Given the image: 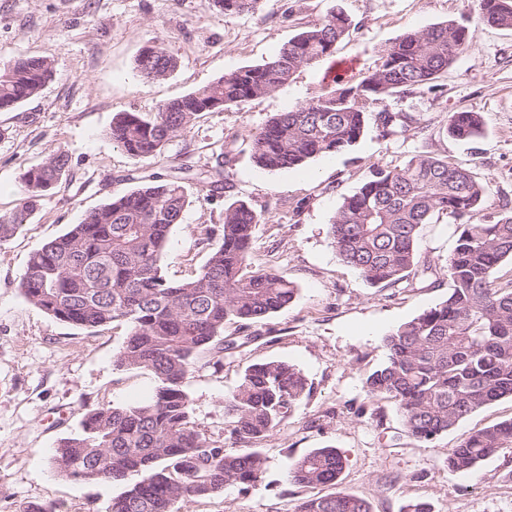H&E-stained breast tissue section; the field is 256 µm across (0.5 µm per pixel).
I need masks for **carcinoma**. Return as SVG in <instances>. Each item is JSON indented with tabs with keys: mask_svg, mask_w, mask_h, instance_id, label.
<instances>
[{
	"mask_svg": "<svg viewBox=\"0 0 512 512\" xmlns=\"http://www.w3.org/2000/svg\"><path fill=\"white\" fill-rule=\"evenodd\" d=\"M230 17L260 13L262 0H214ZM478 23L512 29V0H479ZM350 19L334 11L288 40L273 58L228 72L205 86L158 106L153 116L122 112L110 135L136 161L164 156L172 139L190 131L205 112L268 96L303 66L333 56L349 35ZM475 31L453 21L405 31L378 51L375 68L356 81L333 86L295 109L278 112L250 135L256 166L279 171L343 152L374 119L382 136L408 132V116L387 101L419 88L434 90ZM176 59L161 45L145 48L136 68L145 82L170 75ZM54 60L21 57L0 66V111L40 96ZM482 115L459 111L446 130L460 140L481 134ZM237 137L225 142L214 165L179 176L135 168L116 181L133 184L31 254L19 288L32 305L81 328L114 322L127 326L116 364L146 369L152 395L129 406L89 410L80 430L60 439L53 462L62 476L124 485L108 512H182L198 497L227 486L247 490L262 481L266 458L253 444L279 428L311 393L295 366L271 360L248 366L224 399L232 447L191 425L188 379L201 365L224 366L231 354L257 339L254 327L287 307L297 288L284 275L248 270L253 228L261 216L246 202L224 208L221 239L191 278L173 281L160 259L172 229L189 204L187 184L198 182L220 197L233 188L228 168ZM57 151L23 176L16 211L0 217V241L26 223L36 204L66 172ZM487 186L469 169L419 155L394 170L379 169L343 198L330 224L336 255L374 286L433 285L431 262L417 259L422 226L436 215L457 221V244L442 265L453 283L441 303L400 325L385 339L386 362L370 373V397L392 400L404 431L433 442L459 421L502 398H512V278L494 287L490 278L512 262V210L487 224L472 222ZM235 325L239 336L224 335ZM512 448V419L472 432L447 452L448 469L470 472ZM345 466L336 448H314L288 468V480L306 488L333 487ZM298 512H371L354 494L310 496Z\"/></svg>",
	"mask_w": 512,
	"mask_h": 512,
	"instance_id": "1",
	"label": "carcinoma"
}]
</instances>
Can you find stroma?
<instances>
[{
  "instance_id": "1",
  "label": "stroma",
  "mask_w": 512,
  "mask_h": 512,
  "mask_svg": "<svg viewBox=\"0 0 512 512\" xmlns=\"http://www.w3.org/2000/svg\"><path fill=\"white\" fill-rule=\"evenodd\" d=\"M333 10L347 15L354 29L332 60L302 67L269 96L203 114L167 148L170 165L198 170L227 136L238 137L232 190L214 198L203 185H189L190 203L161 256L163 274L171 280L194 275L220 240L225 205L243 200L262 216L253 230L251 268L276 270L298 289L288 307L258 325V340L226 355L222 368L206 367L190 378L192 425L227 440L224 398L250 364L288 362L312 385L280 429L261 441V483L195 499L183 512H297L313 491L290 483L288 467L325 446L345 457L339 490L367 499L373 512H401L413 500L430 503L433 512H512V452L468 473L450 472L446 464L448 448L512 418L511 398L424 444L402 431L391 400L366 392L367 375L386 360L385 336L445 300L451 281L442 275L414 290L370 285L339 260L328 235L344 196L375 169L400 168L418 155L468 167L487 184L475 222L496 220L500 199H512V29L476 26L477 0H263L261 14L233 17L213 0H0V64L27 56L55 62L39 97L0 111V216L14 211L27 169L56 150L69 156L58 186L0 242V512H28L34 504L46 512H106L122 485L63 477L52 455L86 409L124 406L153 387L148 370L115 362L125 326L68 325L30 304L18 287L31 253L118 192L115 176L135 167L109 135L113 118L153 114L224 73L263 63ZM445 20L475 27L476 34L437 90L390 101L391 111L409 116L407 135L384 137L372 125L350 149L303 168L269 172L254 165L250 131L320 93L333 62H347L346 78L359 79L374 69L378 50L404 31ZM156 43L178 66L148 83L135 61ZM461 110L482 114V136L461 141L447 134L450 114ZM456 240L454 221L440 216L424 226L419 255L443 264Z\"/></svg>"
}]
</instances>
